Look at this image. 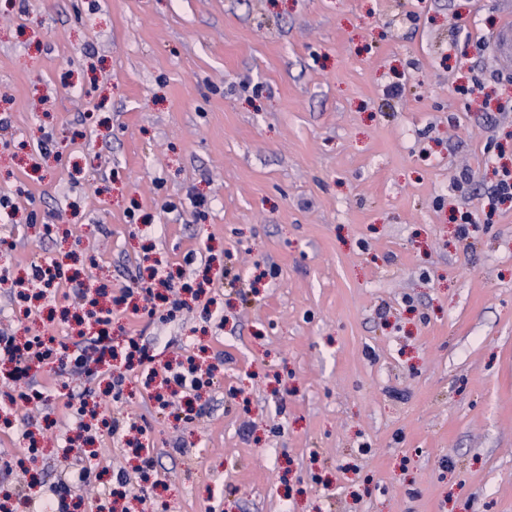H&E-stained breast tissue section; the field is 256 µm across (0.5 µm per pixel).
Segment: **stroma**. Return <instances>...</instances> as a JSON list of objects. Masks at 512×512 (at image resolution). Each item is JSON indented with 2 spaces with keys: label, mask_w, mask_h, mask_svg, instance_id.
<instances>
[{
  "label": "stroma",
  "mask_w": 512,
  "mask_h": 512,
  "mask_svg": "<svg viewBox=\"0 0 512 512\" xmlns=\"http://www.w3.org/2000/svg\"><path fill=\"white\" fill-rule=\"evenodd\" d=\"M511 14L0 0V328L72 333L74 297L18 299L32 263L116 290L151 262L205 291L171 322L118 312L113 338L224 360L187 420L137 382L116 401L69 363L38 373L48 401L0 429V456L27 462L0 470V497L38 498L67 466L66 384L147 430L152 502L131 490L123 512H512V201L487 206L512 169L490 45ZM133 436L96 434L74 499L110 512Z\"/></svg>",
  "instance_id": "35a3bbf8"
}]
</instances>
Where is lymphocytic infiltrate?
I'll use <instances>...</instances> for the list:
<instances>
[{
	"instance_id": "1",
	"label": "lymphocytic infiltrate",
	"mask_w": 512,
	"mask_h": 512,
	"mask_svg": "<svg viewBox=\"0 0 512 512\" xmlns=\"http://www.w3.org/2000/svg\"><path fill=\"white\" fill-rule=\"evenodd\" d=\"M189 285L181 278L160 269H152L148 280L139 282L136 287H123L118 295L110 298L108 304L88 311L87 326L93 334L86 343L68 344L63 339L40 335L27 337L25 342H17L15 337L0 336V363L6 364L7 379L22 386L18 394L24 405H38L47 397L46 391L37 389L32 383L30 372L33 364H50L54 359L67 358L73 372L89 378L107 377L114 399H121L123 384L143 373L146 380L160 379L162 384L171 387L169 399L161 400V408H168L174 398L197 392L214 382V366H201L194 356L171 363H156L138 337H126L124 343L113 344L110 329L114 309L128 307L131 301H139L147 313H155L158 302L167 305L165 318L174 320L185 309L182 292Z\"/></svg>"
}]
</instances>
